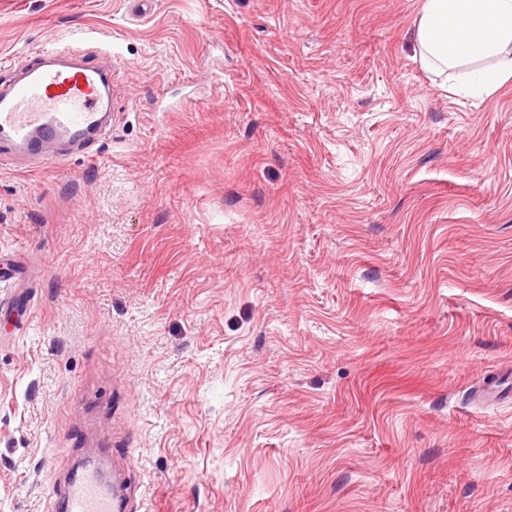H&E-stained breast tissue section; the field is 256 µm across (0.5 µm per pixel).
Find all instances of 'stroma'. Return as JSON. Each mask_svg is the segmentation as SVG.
I'll return each instance as SVG.
<instances>
[{
    "label": "stroma",
    "mask_w": 512,
    "mask_h": 512,
    "mask_svg": "<svg viewBox=\"0 0 512 512\" xmlns=\"http://www.w3.org/2000/svg\"><path fill=\"white\" fill-rule=\"evenodd\" d=\"M424 0H0V82L112 64L97 159L0 155V512H512V82ZM415 38L429 72L467 68L459 73L464 93L489 97L512 79V0H425ZM485 60L495 63L469 69ZM63 512H132L134 493L130 488L108 482L98 465H86L78 478L59 484L55 490Z\"/></svg>",
    "instance_id": "1"
}]
</instances>
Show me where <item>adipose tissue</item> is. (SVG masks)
Instances as JSON below:
<instances>
[{
  "mask_svg": "<svg viewBox=\"0 0 512 512\" xmlns=\"http://www.w3.org/2000/svg\"><path fill=\"white\" fill-rule=\"evenodd\" d=\"M417 54L431 73H460V91L491 96L512 80V0H425Z\"/></svg>",
  "mask_w": 512,
  "mask_h": 512,
  "instance_id": "ef3b65f1",
  "label": "adipose tissue"
}]
</instances>
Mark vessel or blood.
Returning a JSON list of instances; mask_svg holds the SVG:
<instances>
[{"mask_svg": "<svg viewBox=\"0 0 512 512\" xmlns=\"http://www.w3.org/2000/svg\"><path fill=\"white\" fill-rule=\"evenodd\" d=\"M111 72L75 50H42L0 87V144L47 164L57 144L104 134L112 109ZM61 512H132L130 489L108 482L98 465L57 487Z\"/></svg>", "mask_w": 512, "mask_h": 512, "instance_id": "1", "label": "vessel or blood"}]
</instances>
